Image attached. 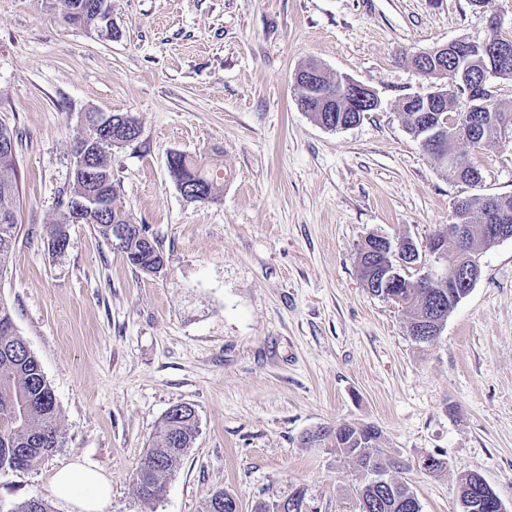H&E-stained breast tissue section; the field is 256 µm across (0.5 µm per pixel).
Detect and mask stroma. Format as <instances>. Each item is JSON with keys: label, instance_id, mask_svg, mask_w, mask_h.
Masks as SVG:
<instances>
[{"label": "stroma", "instance_id": "obj_1", "mask_svg": "<svg viewBox=\"0 0 512 512\" xmlns=\"http://www.w3.org/2000/svg\"><path fill=\"white\" fill-rule=\"evenodd\" d=\"M512 27V0H112L116 36L65 25L46 0H0V119L15 131L19 233L0 277L39 358L62 445L33 470L0 473V512L43 496L74 460L112 484L104 512H208L221 489L240 512L294 490L306 512H360L361 475L307 433L371 424L393 476L422 512H459L458 478L480 474L512 512V239L419 344L400 307L360 280L370 235L427 254L471 186L448 180L406 128L405 96L429 83L408 55ZM345 74L380 105L331 131L302 111L309 62ZM125 113L139 137L107 152L118 203L155 238L163 270L133 268L90 224L55 255L46 230L69 193L85 113ZM219 166L221 193L190 202L172 153ZM481 191L512 194V147L487 143ZM191 404L198 434L164 496L134 474L164 415ZM433 455L445 469L413 468Z\"/></svg>", "mask_w": 512, "mask_h": 512}]
</instances>
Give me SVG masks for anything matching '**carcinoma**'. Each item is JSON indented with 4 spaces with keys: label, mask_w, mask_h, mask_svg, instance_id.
I'll return each instance as SVG.
<instances>
[{
    "label": "carcinoma",
    "mask_w": 512,
    "mask_h": 512,
    "mask_svg": "<svg viewBox=\"0 0 512 512\" xmlns=\"http://www.w3.org/2000/svg\"><path fill=\"white\" fill-rule=\"evenodd\" d=\"M73 0H52V8L68 25L94 29L100 18L93 12L69 14ZM512 116L495 99L489 100L487 111L482 113L480 138L477 148L491 141H500L499 126L504 115ZM461 161L441 162L444 175L452 181L470 186L481 183V171L472 154L460 153ZM179 169L186 175H195L199 187L200 202L216 198L217 171L200 160L181 154L177 159ZM92 169L99 180L88 181L72 177L69 196L79 197L87 191L108 195L113 201L112 208L101 215H85L81 224H92L110 245L119 249L127 262L139 271H144L163 258V252L155 239L145 244L143 226L136 223L132 214L115 204L118 196L116 183L106 151L102 150L93 158ZM17 190V175L14 153H0V271L10 262L13 243L16 238L17 220L15 213L5 206ZM485 195L476 193L465 197L469 211L465 245L474 257L491 248V239L482 223ZM132 224L135 232L125 243L118 244L112 239V224ZM397 301L406 313V329L412 331L420 323L432 318L449 315L459 304L448 285L436 284L431 288H420L418 282L404 279ZM198 432L196 416L186 411H167L157 430L151 447L147 449L134 484L138 496L144 501L160 499L166 489V480L180 467L188 450L192 447ZM333 434L336 448L351 460L363 475V482L357 488L361 512H422L420 500L413 488L404 481L391 476L398 463L391 460L380 446L381 432L369 425L350 423L338 424L332 430L321 428L307 434L310 442H320L327 434ZM60 447L58 410L53 390L44 376L36 355L24 340L18 336L9 307L0 300V471H28L40 463L56 448ZM17 512H52L49 501L32 497L22 502Z\"/></svg>",
    "instance_id": "obj_1"
}]
</instances>
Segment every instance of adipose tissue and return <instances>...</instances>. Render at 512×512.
Wrapping results in <instances>:
<instances>
[{
    "label": "adipose tissue",
    "instance_id": "ef3b65f1",
    "mask_svg": "<svg viewBox=\"0 0 512 512\" xmlns=\"http://www.w3.org/2000/svg\"><path fill=\"white\" fill-rule=\"evenodd\" d=\"M51 493L72 504L76 512H103L112 497V487L98 470L76 460L56 471Z\"/></svg>",
    "mask_w": 512,
    "mask_h": 512
}]
</instances>
